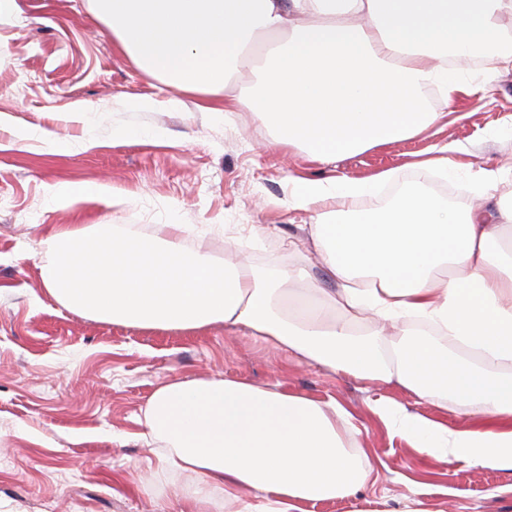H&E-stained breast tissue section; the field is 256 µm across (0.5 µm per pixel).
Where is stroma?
<instances>
[{
    "mask_svg": "<svg viewBox=\"0 0 512 512\" xmlns=\"http://www.w3.org/2000/svg\"><path fill=\"white\" fill-rule=\"evenodd\" d=\"M468 92L419 134L322 165L272 146L250 112L223 115V96L176 93L118 49L90 0H15L0 14V512H191L177 492L185 475H158L141 438L151 393L176 380L221 375L257 386L332 399L351 415L373 471L356 497L309 502L304 512H512V470L422 455L393 437L368 409L384 395L457 430L512 426L492 415L458 414L395 385L363 384L228 334L147 330L86 317L44 288L41 246L73 224H194L215 259L230 255L261 270L300 266L288 249L309 215L289 209L293 178L365 182L369 215L408 186L472 202L487 173L512 177V72L477 65ZM149 97L148 112L125 101ZM177 105H170V98ZM72 148L54 153L43 137ZM451 147L448 169L434 158ZM108 187V195L63 208L50 184ZM274 224L276 235L243 237ZM152 479L150 492L137 485Z\"/></svg>",
    "mask_w": 512,
    "mask_h": 512,
    "instance_id": "35a3bbf8",
    "label": "stroma"
}]
</instances>
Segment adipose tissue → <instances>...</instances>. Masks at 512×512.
<instances>
[{"label":"adipose tissue","mask_w":512,"mask_h":512,"mask_svg":"<svg viewBox=\"0 0 512 512\" xmlns=\"http://www.w3.org/2000/svg\"><path fill=\"white\" fill-rule=\"evenodd\" d=\"M116 44L178 91L223 94L273 144L323 164L418 134L462 88L457 65L491 49L512 65V0H93ZM256 84L236 90L243 71ZM435 105L423 102L428 88ZM366 189L299 180L289 205L314 214L297 254L316 252L329 286L304 267L263 272L186 247L192 224L143 237L78 224L45 239V288L66 307L129 326L193 331L213 323L370 385L471 415L512 419V207L467 212L412 188L378 218L355 213ZM420 452L512 470V428L468 431L368 403ZM142 438L200 512H301L354 497L372 467L349 413L332 401L215 376L166 383Z\"/></svg>","instance_id":"adipose-tissue-1"}]
</instances>
